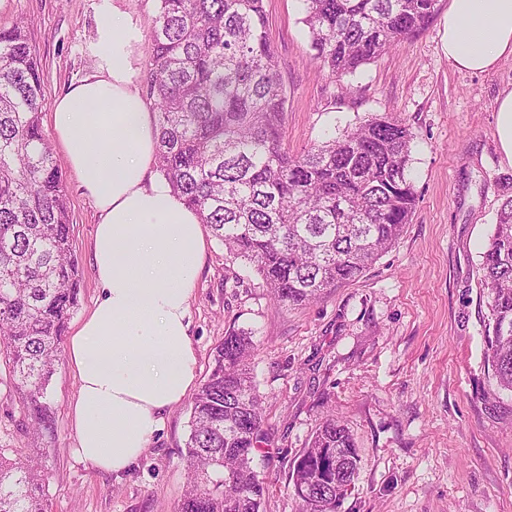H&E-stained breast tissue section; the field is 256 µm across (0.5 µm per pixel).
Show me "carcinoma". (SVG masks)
I'll use <instances>...</instances> for the list:
<instances>
[{"instance_id": "cac0c4a2", "label": "carcinoma", "mask_w": 512, "mask_h": 512, "mask_svg": "<svg viewBox=\"0 0 512 512\" xmlns=\"http://www.w3.org/2000/svg\"><path fill=\"white\" fill-rule=\"evenodd\" d=\"M314 59L352 74L428 28L440 0H303ZM264 0H158L147 95L157 170L201 217L227 260L248 264L278 304L306 305L353 281L397 242L418 194L410 129L376 114L299 153ZM43 75L26 26L0 29V356L22 394L30 435L52 431L48 386L79 303L67 188L41 126ZM492 323L486 359L512 392V196L482 256ZM253 332L231 329L192 401L188 484L176 512H260L268 490L252 467L265 439L251 372ZM340 448L348 471L326 454ZM358 454L336 416L324 419L290 471L300 512H336ZM0 512H49L42 464L0 448Z\"/></svg>"}]
</instances>
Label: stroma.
Masks as SVG:
<instances>
[{"label": "stroma", "mask_w": 512, "mask_h": 512, "mask_svg": "<svg viewBox=\"0 0 512 512\" xmlns=\"http://www.w3.org/2000/svg\"><path fill=\"white\" fill-rule=\"evenodd\" d=\"M102 0H0V28L23 21L40 58L42 112L95 70L90 45ZM267 32L287 91L288 149L296 153L386 113L412 131L409 172L420 195L394 245L356 280L302 306L274 303L243 263L211 242L190 306L197 379L230 329L254 333V377L267 441L254 469L269 490L262 512H298L289 468L327 414L352 434L358 477L336 512H512V393H496L485 362L491 320L481 256L512 162L496 133L495 101L512 89V60L462 71L446 50L447 13L343 78L313 61L303 0H265ZM81 270L77 327L99 293L91 256L99 220L79 177L64 169ZM78 382L60 359L54 427L35 441L0 363V448L45 466L50 512H174L186 484L191 401L164 415L139 462L115 477L74 455L70 403Z\"/></svg>", "instance_id": "1"}]
</instances>
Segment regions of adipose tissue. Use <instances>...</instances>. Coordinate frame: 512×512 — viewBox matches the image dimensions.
Listing matches in <instances>:
<instances>
[{
  "mask_svg": "<svg viewBox=\"0 0 512 512\" xmlns=\"http://www.w3.org/2000/svg\"><path fill=\"white\" fill-rule=\"evenodd\" d=\"M142 41L127 12L102 6L96 68L50 115L99 213L92 252L100 294L66 349L78 381L76 454L117 476L195 386L189 309L207 250L197 212L154 171L155 113L134 64ZM446 49L456 68L473 73L512 59V0H449Z\"/></svg>",
  "mask_w": 512,
  "mask_h": 512,
  "instance_id": "adipose-tissue-1",
  "label": "adipose tissue"
}]
</instances>
